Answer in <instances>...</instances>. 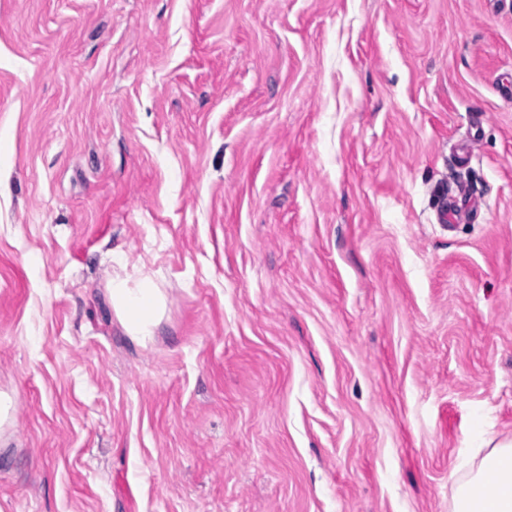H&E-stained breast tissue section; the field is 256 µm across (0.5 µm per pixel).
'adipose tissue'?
<instances>
[{
    "instance_id": "ef3b65f1",
    "label": "adipose tissue",
    "mask_w": 512,
    "mask_h": 512,
    "mask_svg": "<svg viewBox=\"0 0 512 512\" xmlns=\"http://www.w3.org/2000/svg\"><path fill=\"white\" fill-rule=\"evenodd\" d=\"M108 292L128 335L141 340L154 335L163 299L150 276H141L134 285L113 276ZM449 512H512V440L486 449L479 462L464 464L454 483Z\"/></svg>"
}]
</instances>
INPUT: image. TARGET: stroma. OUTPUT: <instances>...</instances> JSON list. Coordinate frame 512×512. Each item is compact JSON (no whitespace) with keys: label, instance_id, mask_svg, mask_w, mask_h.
<instances>
[{"label":"stroma","instance_id":"obj_1","mask_svg":"<svg viewBox=\"0 0 512 512\" xmlns=\"http://www.w3.org/2000/svg\"><path fill=\"white\" fill-rule=\"evenodd\" d=\"M490 439L512 0H0V512H448ZM112 308L128 335L145 340L154 336L163 307L159 288L148 275H142L135 287L116 274L108 284Z\"/></svg>","mask_w":512,"mask_h":512}]
</instances>
